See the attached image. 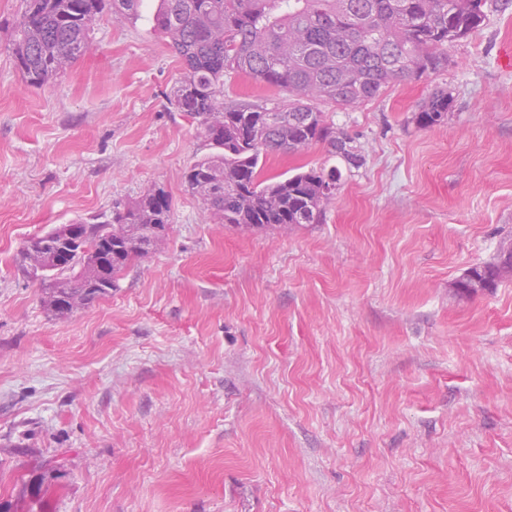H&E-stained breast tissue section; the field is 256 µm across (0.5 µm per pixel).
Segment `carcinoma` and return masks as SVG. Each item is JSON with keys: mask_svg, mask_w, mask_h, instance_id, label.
<instances>
[{"mask_svg": "<svg viewBox=\"0 0 512 512\" xmlns=\"http://www.w3.org/2000/svg\"><path fill=\"white\" fill-rule=\"evenodd\" d=\"M141 0H23L9 43L25 82L40 87L92 49L91 34L106 6L135 16ZM154 29L182 60L170 104L197 122L216 152L185 171L187 191L201 215L232 229L317 224L322 204L336 194L343 173L364 163L363 147L318 108L352 109L378 98L392 83L442 69L445 45L475 32L485 0H159ZM245 73L288 92L277 103L221 98L224 78ZM452 108L436 92L413 113L419 128L442 123ZM327 145L343 166L310 169L266 184L264 156L301 154ZM172 224V199L161 187L112 209V218L78 223L102 261L76 254L69 275L44 283L43 302L65 319L118 287L137 258L161 249ZM47 252L62 244V228L37 236ZM512 272V241L496 260L474 266L455 282L464 294L491 290Z\"/></svg>", "mask_w": 512, "mask_h": 512, "instance_id": "cac0c4a2", "label": "carcinoma"}]
</instances>
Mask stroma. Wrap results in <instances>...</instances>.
Wrapping results in <instances>:
<instances>
[{
  "label": "stroma",
  "mask_w": 512,
  "mask_h": 512,
  "mask_svg": "<svg viewBox=\"0 0 512 512\" xmlns=\"http://www.w3.org/2000/svg\"><path fill=\"white\" fill-rule=\"evenodd\" d=\"M104 12L93 48L27 86L0 0V499L45 512H512V278L455 281L512 235V4L438 72L328 107L365 162L318 224L228 229L183 173L210 146L169 95L180 59ZM443 123L412 115L438 91ZM286 91L238 73L228 103ZM278 153L263 176L334 165ZM172 198L165 249L65 320L16 257L30 237Z\"/></svg>",
  "instance_id": "1"
}]
</instances>
